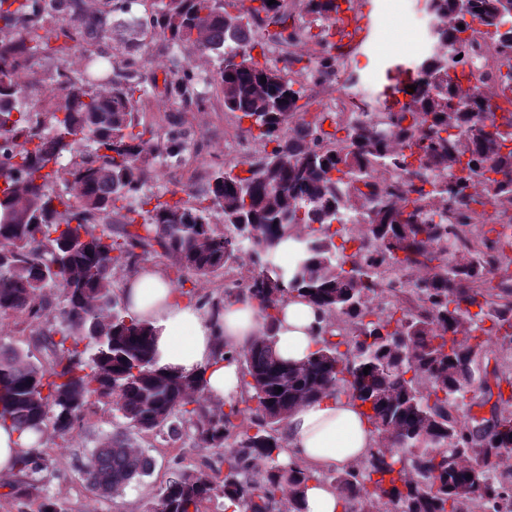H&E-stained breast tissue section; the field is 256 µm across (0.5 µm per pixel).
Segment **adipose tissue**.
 Listing matches in <instances>:
<instances>
[{
    "label": "adipose tissue",
    "instance_id": "1",
    "mask_svg": "<svg viewBox=\"0 0 512 512\" xmlns=\"http://www.w3.org/2000/svg\"><path fill=\"white\" fill-rule=\"evenodd\" d=\"M121 300L130 318L149 327L156 368L200 376L215 401L238 395L242 381L236 361L220 359L218 345L244 350L264 333V318L248 297L225 300L218 311L201 309L182 296L161 269L144 266L126 277ZM273 333L277 354L299 364L318 349L319 332L327 315L298 292L280 303ZM288 458L323 473L342 471L363 462L378 437L351 395H326L297 405L285 423Z\"/></svg>",
    "mask_w": 512,
    "mask_h": 512
}]
</instances>
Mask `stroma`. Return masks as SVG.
Segmentation results:
<instances>
[{"label":"stroma","instance_id":"obj_1","mask_svg":"<svg viewBox=\"0 0 512 512\" xmlns=\"http://www.w3.org/2000/svg\"><path fill=\"white\" fill-rule=\"evenodd\" d=\"M113 2L103 42L118 50L113 63H120L122 56L130 53L140 56L143 76L160 81L180 78L184 69H192L204 97L199 107L186 109L172 102L166 111L147 113V121L158 124L163 131H183L189 139L178 161L162 156L152 159L145 182L127 197L126 206L139 207L147 196L170 198L172 190L185 186L201 190L216 169L261 153V144L244 139L234 114L225 111L221 94L208 84L219 66V58L193 50L171 51L162 46L145 24L150 0H141L137 5L132 0ZM422 10L423 0H369L359 21L360 43L342 70L343 76L351 80V91L370 102L381 101L394 77L413 72L427 54L429 43L418 40L408 14ZM64 69L73 76L85 77V60L80 51L64 59L36 60L28 71L30 91L53 87L58 72ZM252 268L251 253L246 250L232 269L221 270L206 279L189 278L186 286L193 289L195 300L208 309L223 301L225 289L247 277ZM47 295L50 310L46 318L33 321L22 314L0 317V342L42 363L49 359L46 338L66 325L63 290L51 288ZM124 432L153 459L154 468L118 494L99 496L91 490L83 464L93 448ZM44 449L52 465L40 477L39 492L29 498L0 495V512H38L47 497L65 502L70 512H150L174 470L196 471L217 461L215 449L200 446L190 430H183L177 439L165 431H132L120 414L97 402L90 404L73 434L48 438Z\"/></svg>","mask_w":512,"mask_h":512}]
</instances>
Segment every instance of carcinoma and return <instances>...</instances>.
Returning <instances> with one entry per match:
<instances>
[{
  "label": "carcinoma",
  "mask_w": 512,
  "mask_h": 512,
  "mask_svg": "<svg viewBox=\"0 0 512 512\" xmlns=\"http://www.w3.org/2000/svg\"><path fill=\"white\" fill-rule=\"evenodd\" d=\"M308 5L320 21L316 33L296 24L286 0H153L146 24L171 50L220 57L213 82L224 107L249 121L244 132L265 150L215 171L202 191L209 205L177 199L174 191L170 200L144 201L149 209L140 224L123 201L144 180L151 157L161 150L177 157L185 141L169 133L163 143L144 121L139 59L123 60L102 89L59 73L39 105L46 120L35 128L23 101L30 63L69 55L81 30L104 28L105 12H88L85 0H0V177L7 185L0 196V315L39 320L46 290L62 286L69 321L59 339H47L44 364L0 345V425L65 437L94 398L141 433L165 427L176 435L189 426L199 443L222 452L225 469L175 473L153 512H207L225 497L240 512H298L296 495L310 481L338 485L345 512H472L475 505L512 512V468L500 467L512 446V395L498 392L505 408L494 409L490 425L454 415L476 389L492 337L512 343V289L487 287L491 279L463 214L456 224L428 220L452 205L491 208L496 238L488 249L496 254L489 263L508 273L512 111L482 92L493 66L459 73L448 47L512 60V0H425L434 21L431 50L408 79L415 90L394 87L409 100L396 111L387 106L347 119L309 111L307 85L294 88L335 72L346 56L329 40L336 0ZM48 18L59 22L50 31ZM193 28L195 41L187 37ZM305 39L316 50L292 51ZM269 48L283 53L284 67L269 64ZM164 95L182 105L203 100L188 74L165 83ZM459 98L475 111H461ZM85 141L91 153L63 169V153ZM60 179L65 190L48 193ZM213 208L265 255L256 272L225 292L257 301L266 324L248 349L219 351L239 363L244 386L226 411L203 403V380L153 368L148 328L126 315L112 289L113 270L132 269L158 249L173 259L180 287L189 275L205 278L236 263L241 242L211 224ZM341 215L367 227L338 245L330 226ZM301 227L307 233L292 283L328 320L312 358L292 365L272 348L285 295L274 245ZM348 263L365 267L369 280L350 276ZM395 269L424 270L426 277L398 287L387 277ZM381 288L388 290L385 311L372 304ZM338 391L366 406L379 448L337 476L280 460L278 431L290 411ZM43 444L14 459L18 480L7 485L8 495L37 490L36 475L50 466ZM151 467L150 457L117 434L92 450L86 473L107 497Z\"/></svg>",
  "instance_id": "carcinoma-1"
}]
</instances>
